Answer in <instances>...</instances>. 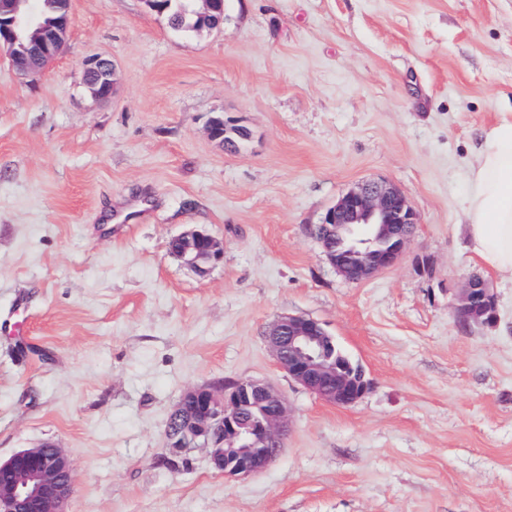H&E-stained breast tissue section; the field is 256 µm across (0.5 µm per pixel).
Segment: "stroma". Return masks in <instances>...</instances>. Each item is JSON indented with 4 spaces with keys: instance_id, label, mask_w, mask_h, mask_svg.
<instances>
[{
    "instance_id": "1",
    "label": "stroma",
    "mask_w": 512,
    "mask_h": 512,
    "mask_svg": "<svg viewBox=\"0 0 512 512\" xmlns=\"http://www.w3.org/2000/svg\"><path fill=\"white\" fill-rule=\"evenodd\" d=\"M37 78L0 51V458L68 453V512H512V274L468 247L485 133L512 113V0H229L224 29L173 30L144 0H71ZM116 65L109 101L83 65ZM250 130L238 152L212 117ZM419 216L400 261L352 283L315 235L357 183ZM198 227L224 262L172 256ZM497 319L460 328L465 281ZM320 322L369 392L324 402L264 334ZM260 379L286 398L278 460L227 478L171 469L183 392Z\"/></svg>"
}]
</instances>
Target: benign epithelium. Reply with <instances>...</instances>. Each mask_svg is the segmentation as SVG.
I'll return each mask as SVG.
<instances>
[{
    "label": "benign epithelium",
    "instance_id": "1",
    "mask_svg": "<svg viewBox=\"0 0 512 512\" xmlns=\"http://www.w3.org/2000/svg\"><path fill=\"white\" fill-rule=\"evenodd\" d=\"M196 10L199 24L213 32L224 26V0H202ZM23 0H0V49L16 64V30L31 13ZM70 14L57 26L33 28L29 39L42 50L17 71L24 76L40 73L61 53L68 36ZM115 68L107 58H88L84 85L101 84L94 97L112 96ZM210 137L224 140V149L236 152L250 138L244 128L230 127L221 116L208 125ZM418 216L405 193L382 179L365 180L350 189L325 213L315 233L329 262L350 282H361L393 267L414 239ZM180 248L173 256L197 275L206 276L224 261V244L192 227L177 235ZM496 316V297L484 281L472 277L461 288L455 305L457 322L490 321ZM278 366L290 380L319 398L348 406L369 390L362 367H353L336 339L318 321L301 315L279 318L265 332ZM289 410L271 384L245 379L215 389H187L165 427L167 455L178 467L190 448L207 450L211 467L226 477L247 476L266 470L280 455L288 431ZM74 472L71 459L52 442L26 448L0 459V512H64L71 497Z\"/></svg>",
    "mask_w": 512,
    "mask_h": 512
}]
</instances>
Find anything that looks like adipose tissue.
I'll list each match as a JSON object with an SVG mask.
<instances>
[{"mask_svg": "<svg viewBox=\"0 0 512 512\" xmlns=\"http://www.w3.org/2000/svg\"><path fill=\"white\" fill-rule=\"evenodd\" d=\"M467 179L471 250L488 267L512 272V117L488 132Z\"/></svg>", "mask_w": 512, "mask_h": 512, "instance_id": "obj_1", "label": "adipose tissue"}]
</instances>
